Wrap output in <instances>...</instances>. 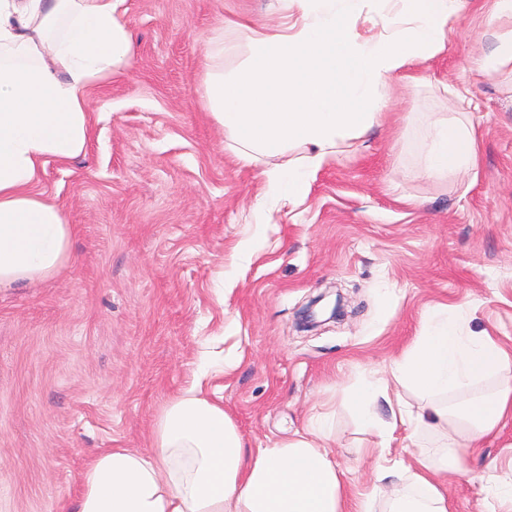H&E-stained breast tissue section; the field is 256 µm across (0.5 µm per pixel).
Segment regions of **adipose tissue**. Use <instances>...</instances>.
Here are the masks:
<instances>
[{
    "instance_id": "adipose-tissue-1",
    "label": "adipose tissue",
    "mask_w": 512,
    "mask_h": 512,
    "mask_svg": "<svg viewBox=\"0 0 512 512\" xmlns=\"http://www.w3.org/2000/svg\"><path fill=\"white\" fill-rule=\"evenodd\" d=\"M470 0H395L369 11V0H282L297 13L287 27H243L236 42L216 36L201 100L224 128L238 163L260 160L269 192L307 198L311 173L336 161L346 140L377 123L388 80L445 46L450 25ZM123 0H0V288L54 274L73 234L58 203L33 185L46 158L81 155L90 137L86 90L128 66L133 45ZM375 27L363 35L362 24ZM239 53L237 64L221 62ZM304 154L290 158L293 148ZM477 143L461 121L431 124L425 171L443 178L472 169ZM208 361L189 388L159 412L153 453L108 448L88 464L68 512H373L372 495L348 491L327 448L326 415L305 433L271 448L246 449L220 401L206 396ZM496 377L489 398L452 411L444 398ZM416 404L390 398V386ZM365 429L378 437L408 431L414 465L379 466L389 482L386 512H448L437 477L447 457L432 458L422 439L448 433L479 449L512 418V356L488 335H468L447 306L435 309L396 359L390 380L369 376L347 392ZM387 400L390 421L375 408Z\"/></svg>"
}]
</instances>
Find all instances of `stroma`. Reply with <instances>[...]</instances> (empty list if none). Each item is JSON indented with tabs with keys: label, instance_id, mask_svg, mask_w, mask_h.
Masks as SVG:
<instances>
[{
	"label": "stroma",
	"instance_id": "35a3bbf8",
	"mask_svg": "<svg viewBox=\"0 0 512 512\" xmlns=\"http://www.w3.org/2000/svg\"><path fill=\"white\" fill-rule=\"evenodd\" d=\"M272 2L125 0L132 59L89 89L84 154L46 159L35 185L73 226L68 258L0 289V512H64L102 449L149 450L205 351L204 390L247 447L327 414L343 478L362 488L378 461L414 450L399 429L362 455L373 436L345 392L388 376L433 307L512 352V65L471 72L500 33L484 0L441 53L391 77L379 123L298 205L266 198L261 165L237 164L199 96L214 31L274 29ZM436 117L473 126L474 171L426 175ZM336 288L347 318L297 331V311ZM472 467L442 480L451 512H493L481 475L512 480V422Z\"/></svg>",
	"mask_w": 512,
	"mask_h": 512
}]
</instances>
